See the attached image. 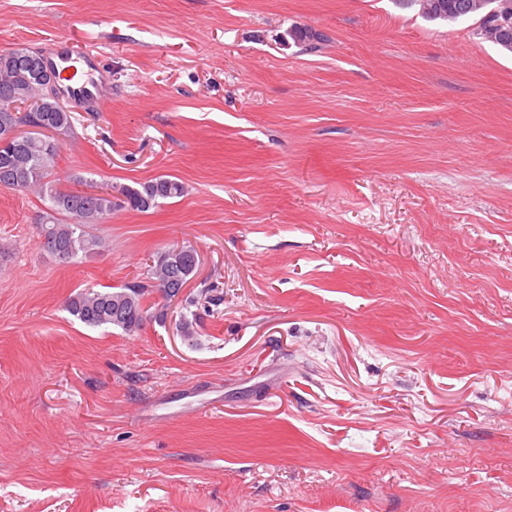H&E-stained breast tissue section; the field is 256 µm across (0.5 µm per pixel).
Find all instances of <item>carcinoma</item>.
<instances>
[{
  "label": "carcinoma",
  "mask_w": 512,
  "mask_h": 512,
  "mask_svg": "<svg viewBox=\"0 0 512 512\" xmlns=\"http://www.w3.org/2000/svg\"><path fill=\"white\" fill-rule=\"evenodd\" d=\"M398 2L405 8H417L425 19L456 22L479 19L487 12L490 0H466L471 5L466 12L458 8L461 0H438L443 8L434 12L429 9L430 0ZM40 58V53L32 54L26 48L14 49L9 55L0 52V84L8 85L15 101L25 106L23 112H0V128L41 126L55 134H66L71 129L68 112L33 111L38 93L27 77L38 67ZM59 151L57 141L29 134L0 146V186L31 190L48 197L50 205L41 223L43 247L63 262L103 245L102 239L91 234L90 229L111 215L115 208L147 212L185 192L183 183L168 176L156 177L137 187H119V197L112 195L110 189L97 194L60 191L49 181ZM197 262L196 251L190 246L176 245L159 251L144 277L119 288H88L70 300V313L88 327L108 326L128 334L137 331L148 318L162 322L166 302L176 297V290L192 278ZM153 293L165 304L151 312L144 299Z\"/></svg>",
  "instance_id": "1"
}]
</instances>
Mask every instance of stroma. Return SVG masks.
<instances>
[{
  "mask_svg": "<svg viewBox=\"0 0 512 512\" xmlns=\"http://www.w3.org/2000/svg\"><path fill=\"white\" fill-rule=\"evenodd\" d=\"M67 33L112 98L56 187L186 192L67 264L0 188V512H512V55L394 0H0V50ZM174 245L164 321L70 314Z\"/></svg>",
  "mask_w": 512,
  "mask_h": 512,
  "instance_id": "1",
  "label": "stroma"
}]
</instances>
